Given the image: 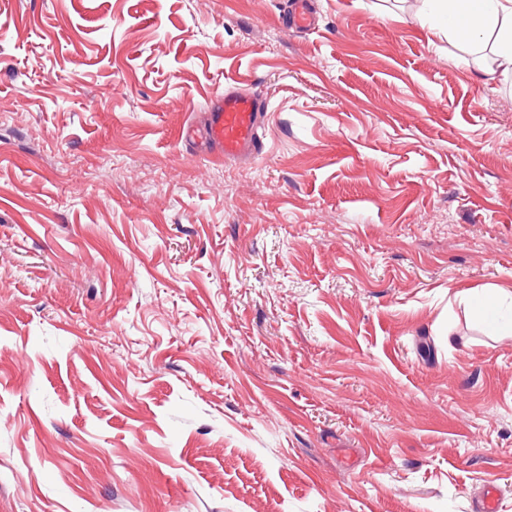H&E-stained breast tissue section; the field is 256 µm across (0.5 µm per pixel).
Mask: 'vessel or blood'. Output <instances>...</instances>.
<instances>
[{
  "instance_id": "b4317fda",
  "label": "vessel or blood",
  "mask_w": 512,
  "mask_h": 512,
  "mask_svg": "<svg viewBox=\"0 0 512 512\" xmlns=\"http://www.w3.org/2000/svg\"><path fill=\"white\" fill-rule=\"evenodd\" d=\"M263 108L260 97L231 85L213 98L208 114V135L221 148L225 159L257 154V130Z\"/></svg>"
}]
</instances>
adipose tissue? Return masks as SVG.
Instances as JSON below:
<instances>
[{
	"label": "adipose tissue",
	"mask_w": 512,
	"mask_h": 512,
	"mask_svg": "<svg viewBox=\"0 0 512 512\" xmlns=\"http://www.w3.org/2000/svg\"><path fill=\"white\" fill-rule=\"evenodd\" d=\"M426 6L445 8L456 17L448 27V41L460 53L479 44L486 31L496 32V64L512 72V0H424Z\"/></svg>",
	"instance_id": "1"
}]
</instances>
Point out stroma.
I'll return each mask as SVG.
<instances>
[{
	"label": "stroma",
	"mask_w": 512,
	"mask_h": 512,
	"mask_svg": "<svg viewBox=\"0 0 512 512\" xmlns=\"http://www.w3.org/2000/svg\"><path fill=\"white\" fill-rule=\"evenodd\" d=\"M487 67L417 0H0V512H512ZM263 100L232 85L216 95L208 114L209 138L224 152L225 159L258 153V126Z\"/></svg>",
	"instance_id": "stroma-1"
}]
</instances>
